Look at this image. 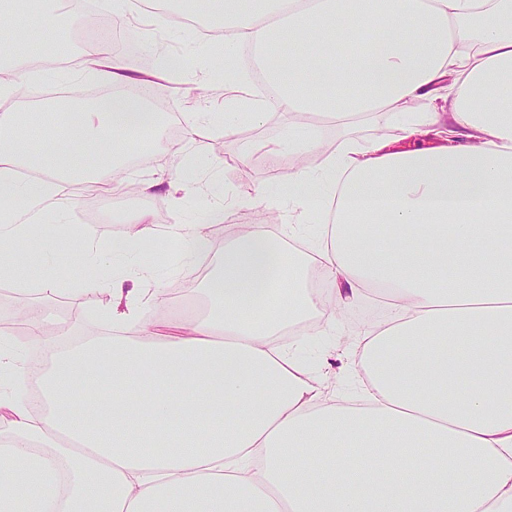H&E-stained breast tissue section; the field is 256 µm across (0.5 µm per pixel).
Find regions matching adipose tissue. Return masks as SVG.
Returning a JSON list of instances; mask_svg holds the SVG:
<instances>
[{
    "label": "adipose tissue",
    "mask_w": 512,
    "mask_h": 512,
    "mask_svg": "<svg viewBox=\"0 0 512 512\" xmlns=\"http://www.w3.org/2000/svg\"><path fill=\"white\" fill-rule=\"evenodd\" d=\"M225 55L250 51L292 122L269 152L315 155L317 170L281 177L297 219L322 217L319 245L291 253L295 227L253 224L225 244L186 332L145 320L158 290L125 289L138 245L164 236L210 250L207 225L131 216L134 235L78 254L110 273L121 330L78 342L0 335V512H512V0H196ZM288 38L289 53L275 49ZM136 66L96 52L82 73L112 95L72 97L60 127L0 114V276L18 245L48 254L76 228L71 188L125 186L120 135L152 126L128 92ZM393 118L407 146L384 139L323 148L313 117ZM90 152L92 167L70 165ZM375 224L390 227L376 238ZM316 262L320 295L304 269ZM383 288L384 313L362 331L364 380L327 395L319 367L280 341L310 320L325 336ZM49 352L35 371L22 347ZM86 394L82 418L66 402Z\"/></svg>",
    "instance_id": "ef3b65f1"
}]
</instances>
